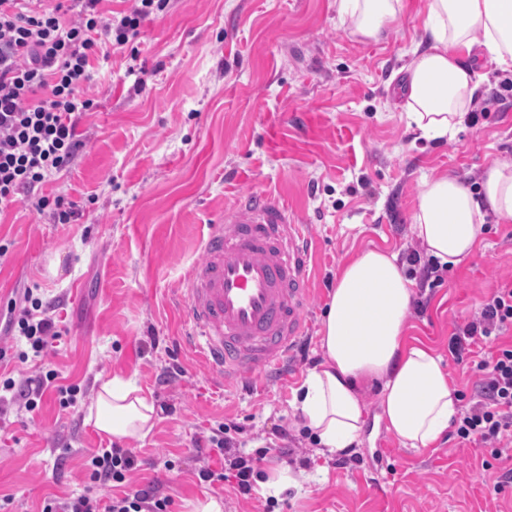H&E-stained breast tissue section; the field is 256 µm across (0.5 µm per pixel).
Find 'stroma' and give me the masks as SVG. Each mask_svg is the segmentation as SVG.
<instances>
[{"label": "stroma", "instance_id": "stroma-1", "mask_svg": "<svg viewBox=\"0 0 512 512\" xmlns=\"http://www.w3.org/2000/svg\"><path fill=\"white\" fill-rule=\"evenodd\" d=\"M409 2L385 41L359 43L340 24L337 0H169L135 42L101 62L87 89L96 107L79 125L84 146L43 188L80 204L82 216L56 224L22 204L0 215L10 246L0 308L38 285L63 331L24 364L11 358L23 339L0 331L9 355L0 381L54 372L80 388L68 408L50 389L35 411L0 414V496L39 512L45 498L82 491L88 453L117 444L86 423L85 409L99 379L118 375L174 408L145 440L126 441L139 466L122 485H159L171 512L205 497L223 500L224 512H512V485L492 491L512 461L482 470L490 450L481 444L447 433L434 447L407 449L381 426L365 430L341 466L289 406L323 360L321 323L339 268L366 249L419 248L411 224L422 176L451 172L475 190L489 166L512 161V71L492 61L478 66L486 79L477 121L437 141L409 126L391 80L422 34L424 0ZM259 191L310 225L313 294L304 354L244 389L185 344L180 294L209 225ZM443 277L425 288L429 304L410 313L409 333L443 355L452 390L468 395L477 378L448 340L512 282V223L486 216L479 249ZM283 426L289 439L278 435ZM219 431L261 472L289 467L295 487L245 499L234 480H200L201 469L224 466L195 453Z\"/></svg>", "mask_w": 512, "mask_h": 512}]
</instances>
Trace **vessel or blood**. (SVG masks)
Instances as JSON below:
<instances>
[{
    "label": "vessel or blood",
    "mask_w": 512,
    "mask_h": 512,
    "mask_svg": "<svg viewBox=\"0 0 512 512\" xmlns=\"http://www.w3.org/2000/svg\"><path fill=\"white\" fill-rule=\"evenodd\" d=\"M311 237L271 193L246 195L210 225L183 275L191 346L234 383L281 365L308 329Z\"/></svg>",
    "instance_id": "vessel-or-blood-1"
}]
</instances>
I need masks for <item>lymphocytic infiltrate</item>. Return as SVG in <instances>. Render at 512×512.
<instances>
[{"label": "lymphocytic infiltrate", "instance_id": "f902f5d3", "mask_svg": "<svg viewBox=\"0 0 512 512\" xmlns=\"http://www.w3.org/2000/svg\"><path fill=\"white\" fill-rule=\"evenodd\" d=\"M102 0H0V213L17 204L68 224L79 205L44 194L50 179L66 170L84 142L77 128L93 107L85 93L93 80L94 60L137 38L152 14L167 0H139L138 6L107 10ZM5 331L19 332L29 344L20 362L41 356L62 332L50 302L25 289L0 314ZM512 330V286L502 285L478 312L455 329L449 351L469 362L478 388L453 420L455 436L490 448L492 460L512 459V343L498 338ZM55 374L8 378L0 383V406L24 402L35 410L43 392L55 388L62 407L74 402L77 385H56ZM138 458L126 448L93 450L89 482L82 493L47 499L41 512H169L172 500L148 487L120 496L108 487L122 485Z\"/></svg>", "mask_w": 512, "mask_h": 512}]
</instances>
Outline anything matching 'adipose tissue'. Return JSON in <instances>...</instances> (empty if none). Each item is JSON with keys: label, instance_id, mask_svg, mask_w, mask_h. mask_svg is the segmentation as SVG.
Returning <instances> with one entry per match:
<instances>
[{"label": "adipose tissue", "instance_id": "obj_1", "mask_svg": "<svg viewBox=\"0 0 512 512\" xmlns=\"http://www.w3.org/2000/svg\"><path fill=\"white\" fill-rule=\"evenodd\" d=\"M405 0H338L349 37L380 42L405 13ZM424 32L402 66L400 106L420 137L460 128L483 77L469 63L481 49L512 67V0H426ZM512 223V162L489 167L479 190L452 173L423 178L412 229L427 257L453 267L479 245L486 212ZM413 283L396 253L362 252L336 275L320 330L324 359L293 391L292 409L321 451L340 454L367 425L364 393L378 386L379 421L402 447H432L459 411L441 355L407 336ZM85 419L117 439L147 438L154 403L131 378L102 380Z\"/></svg>", "mask_w": 512, "mask_h": 512}]
</instances>
